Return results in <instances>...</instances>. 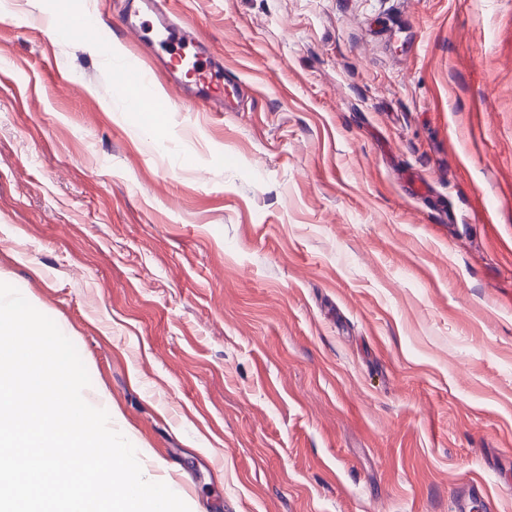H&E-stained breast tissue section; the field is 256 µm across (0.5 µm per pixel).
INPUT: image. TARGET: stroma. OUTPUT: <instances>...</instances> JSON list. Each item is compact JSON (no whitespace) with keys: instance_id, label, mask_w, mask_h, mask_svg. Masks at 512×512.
I'll list each match as a JSON object with an SVG mask.
<instances>
[{"instance_id":"35a3bbf8","label":"stroma","mask_w":512,"mask_h":512,"mask_svg":"<svg viewBox=\"0 0 512 512\" xmlns=\"http://www.w3.org/2000/svg\"><path fill=\"white\" fill-rule=\"evenodd\" d=\"M245 83L0 0V282L190 512H512V0H169ZM166 43L168 47L169 60L166 61V69L172 82L186 93L191 91L195 98L204 106L214 105L221 111L227 112L231 108L230 91L224 77V64L218 59H209L200 56L196 59L193 67L186 73L191 81H186L180 73V66L184 56V44L181 38L176 35L174 29L169 32Z\"/></svg>"}]
</instances>
